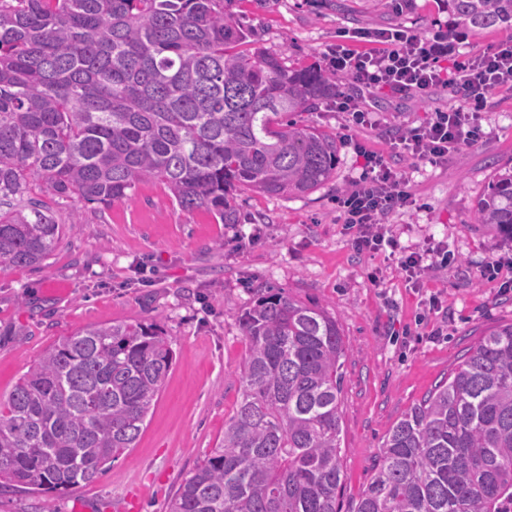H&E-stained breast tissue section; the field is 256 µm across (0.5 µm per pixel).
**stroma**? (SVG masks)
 Instances as JSON below:
<instances>
[{
	"label": "stroma",
	"mask_w": 512,
	"mask_h": 512,
	"mask_svg": "<svg viewBox=\"0 0 512 512\" xmlns=\"http://www.w3.org/2000/svg\"><path fill=\"white\" fill-rule=\"evenodd\" d=\"M232 10L258 45L288 64L323 65L340 30L402 25L429 37L448 28L455 53L512 42V28L464 32L445 0H234ZM372 125L347 127L334 101L299 113L300 123L336 134L339 158L314 191L238 194V221L221 224L205 210H181L166 184L139 183L123 201L91 205L51 198L62 239L40 268L0 270V398L60 338L103 323L156 324L169 336L172 369L135 448L95 482L52 495L0 490V512H167L183 480L224 436L243 386L248 343L241 315L268 289L324 307L346 347L341 394V512H352L378 462L388 430L458 366L482 331L512 320V242L474 221L496 171L512 167V89L488 97L478 114L482 136L434 167L390 146L394 127L457 104L450 91L428 98L388 91L362 94ZM387 155L406 171L416 204L393 213L404 252L427 242L448 248L420 287L395 259L358 253L337 222L335 198L358 180L355 145ZM77 230H70V223ZM500 263L486 277L487 262ZM443 301L431 315V294Z\"/></svg>",
	"instance_id": "stroma-1"
}]
</instances>
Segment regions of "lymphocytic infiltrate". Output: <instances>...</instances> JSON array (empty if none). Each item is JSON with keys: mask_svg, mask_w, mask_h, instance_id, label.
I'll list each match as a JSON object with an SVG mask.
<instances>
[{"mask_svg": "<svg viewBox=\"0 0 512 512\" xmlns=\"http://www.w3.org/2000/svg\"><path fill=\"white\" fill-rule=\"evenodd\" d=\"M358 41L368 43V50L355 49ZM448 59L446 29L427 38L401 26L340 32L335 48L325 57L328 71L352 76L368 93L387 90L427 97L446 87L461 94L462 105L435 109L418 126L399 128L393 138L394 145L407 155L432 165L447 162L449 153L460 144L476 140L479 128L471 121L473 113L482 110L491 94L512 87V42L478 54L458 55L449 59L453 62L449 69L444 66ZM363 159L359 181L336 199L339 218L357 251L397 253L408 282L419 285L428 262L447 258L448 252L430 244L399 255L398 242L387 234L386 218L394 210L414 205L408 179L383 155L367 152Z\"/></svg>", "mask_w": 512, "mask_h": 512, "instance_id": "lymphocytic-infiltrate-1", "label": "lymphocytic infiltrate"}]
</instances>
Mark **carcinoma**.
Segmentation results:
<instances>
[{"label": "carcinoma", "instance_id": "cac0c4a2", "mask_svg": "<svg viewBox=\"0 0 512 512\" xmlns=\"http://www.w3.org/2000/svg\"><path fill=\"white\" fill-rule=\"evenodd\" d=\"M458 24L512 27V0H448ZM224 0H0V267L62 235L32 182L109 207L159 180L181 209L237 223L236 192L305 194L336 136L298 123L335 78L255 47ZM474 221L512 239V173ZM242 398L168 512H339L345 344L335 317L272 288L240 321ZM143 323L65 336L0 399V488L90 483L135 447L172 367ZM354 512H512V322L485 332L398 420Z\"/></svg>", "mask_w": 512, "mask_h": 512}]
</instances>
